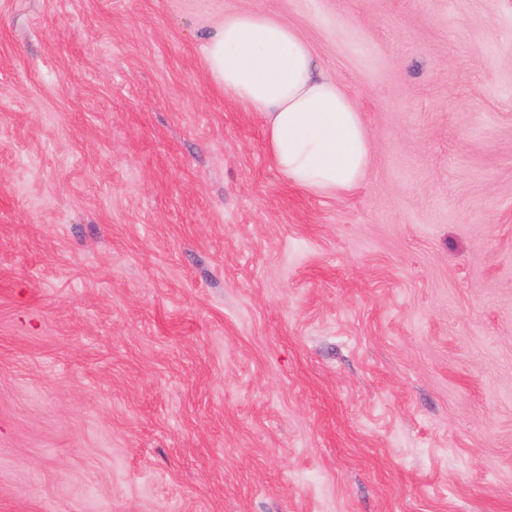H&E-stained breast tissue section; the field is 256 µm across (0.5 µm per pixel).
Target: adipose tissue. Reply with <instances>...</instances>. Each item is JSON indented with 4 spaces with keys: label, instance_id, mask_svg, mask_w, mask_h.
<instances>
[{
    "label": "adipose tissue",
    "instance_id": "1",
    "mask_svg": "<svg viewBox=\"0 0 512 512\" xmlns=\"http://www.w3.org/2000/svg\"><path fill=\"white\" fill-rule=\"evenodd\" d=\"M203 48L211 81L259 115L267 151L290 182L322 197L360 183L370 156L361 113L335 80L316 74L294 29L243 11L225 16Z\"/></svg>",
    "mask_w": 512,
    "mask_h": 512
}]
</instances>
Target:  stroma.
<instances>
[{
	"label": "stroma",
	"instance_id": "obj_1",
	"mask_svg": "<svg viewBox=\"0 0 512 512\" xmlns=\"http://www.w3.org/2000/svg\"><path fill=\"white\" fill-rule=\"evenodd\" d=\"M243 10L353 190L211 82ZM0 512H512V0H0ZM205 39L211 81L259 115L267 151L290 182L322 197L360 183L370 156L361 113L335 80L316 74L294 29L243 11L225 16Z\"/></svg>",
	"mask_w": 512,
	"mask_h": 512
}]
</instances>
